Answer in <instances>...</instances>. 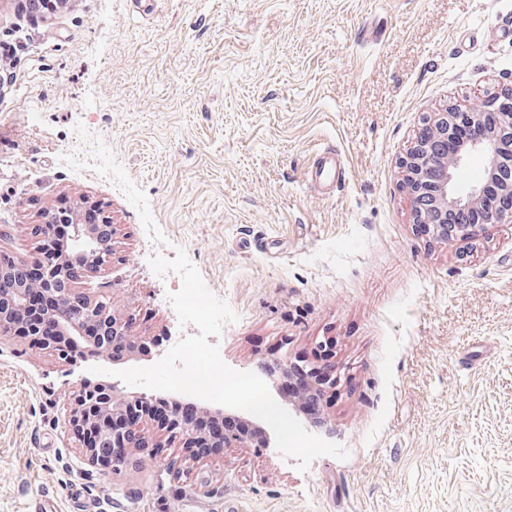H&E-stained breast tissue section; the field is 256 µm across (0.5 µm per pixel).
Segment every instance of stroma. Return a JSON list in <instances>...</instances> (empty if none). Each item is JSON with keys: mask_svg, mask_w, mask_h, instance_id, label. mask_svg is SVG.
I'll list each match as a JSON object with an SVG mask.
<instances>
[{"mask_svg": "<svg viewBox=\"0 0 512 512\" xmlns=\"http://www.w3.org/2000/svg\"><path fill=\"white\" fill-rule=\"evenodd\" d=\"M20 2L0 0L25 44L0 74V258L35 257L46 209L103 206L112 261L76 291L144 341L176 334L182 286L148 259L184 248L238 316L231 368L333 340L321 425L280 404L348 456L302 473L272 442L195 459L152 434L90 464L68 422L86 367L5 337L0 512H512V223L421 234L401 168L432 113L512 89V0ZM316 160H318L317 174H319V177L332 184L333 187H336L338 161V158L336 157V150L326 146L319 151Z\"/></svg>", "mask_w": 512, "mask_h": 512, "instance_id": "obj_1", "label": "stroma"}]
</instances>
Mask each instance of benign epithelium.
I'll return each mask as SVG.
<instances>
[{
  "mask_svg": "<svg viewBox=\"0 0 512 512\" xmlns=\"http://www.w3.org/2000/svg\"><path fill=\"white\" fill-rule=\"evenodd\" d=\"M496 105L502 106V112L492 132L476 134L451 157L437 150L447 141L455 119L470 118L478 123L484 111ZM423 130L424 137L416 139L401 162L414 223L428 225L437 237L451 243L460 237L477 238L491 224L512 222V96L493 92L479 106H473L466 112L456 107L435 112L425 122ZM473 154L485 158L486 172L498 170L505 178L502 195L495 202L485 200L481 185H475L463 194L456 190V173ZM450 206L463 210L480 207L485 213L484 223L453 226L448 223ZM61 221L72 224V236L69 251L57 254L49 243L50 226ZM35 233L42 240L37 259L41 265L40 288L51 295L59 294L54 318L59 335L67 337L68 344L40 340L11 328L7 321L9 310L21 311L28 301V286L24 282L19 280L8 288L4 287V283L13 277L15 263L11 260L0 263V335L28 341L67 364L71 362V345L92 346L101 355H106L112 343L126 337L129 325L112 316L101 301L89 296H74V271L77 266L96 271L108 264L112 259V239H102L93 225L82 222L77 208L65 212L57 209L45 211ZM154 400L155 397L148 392H136L129 400L117 399L112 395V389L104 390L84 379L79 380L77 390L70 398L69 424L80 447L85 449L87 460L100 465L112 464V457L97 452V449L122 443L113 421L131 405L139 403L146 407ZM163 431H174L180 435L185 448L192 447L204 437L191 423L177 416Z\"/></svg>",
  "mask_w": 512,
  "mask_h": 512,
  "instance_id": "1",
  "label": "benign epithelium"
}]
</instances>
